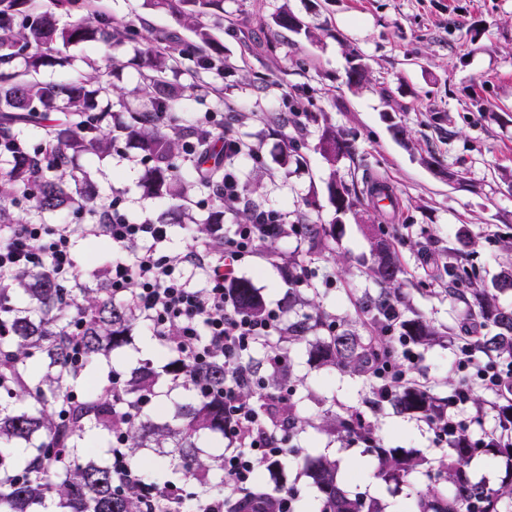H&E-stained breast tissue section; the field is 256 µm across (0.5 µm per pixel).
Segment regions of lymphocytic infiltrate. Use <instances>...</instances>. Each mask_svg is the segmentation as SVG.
I'll list each match as a JSON object with an SVG mask.
<instances>
[{"mask_svg": "<svg viewBox=\"0 0 512 512\" xmlns=\"http://www.w3.org/2000/svg\"><path fill=\"white\" fill-rule=\"evenodd\" d=\"M201 122L220 135L225 157L220 196L225 210L235 209L242 197L235 160L248 148L225 128L217 113H205ZM104 212L105 221L97 224H0V277L46 266L59 280L78 283L74 244L80 235L104 236L120 250L138 246L133 259H115L107 269L113 297L132 305L178 360L203 365L220 357L228 368L223 392L224 490L206 495L199 512H295L291 491L276 489L275 508L270 511L256 485L259 466L277 463L287 455L288 431L270 429L264 414L242 397L243 389L256 382L246 368L247 357L260 341L276 335L285 312L276 305L260 318L245 314L238 310L230 288L243 261L293 232L287 214L275 208L257 209L248 222L228 230L211 225L206 238L176 254L167 247V225L134 221L117 200ZM191 268L202 271V286L192 285L187 274ZM392 343L398 362L374 360L367 365L383 393L401 385L419 359L408 337H393ZM111 457L120 486L140 497V512H177L193 494L191 486L175 482L147 485L139 468L127 461L123 434H113Z\"/></svg>", "mask_w": 512, "mask_h": 512, "instance_id": "f902f5d3", "label": "lymphocytic infiltrate"}]
</instances>
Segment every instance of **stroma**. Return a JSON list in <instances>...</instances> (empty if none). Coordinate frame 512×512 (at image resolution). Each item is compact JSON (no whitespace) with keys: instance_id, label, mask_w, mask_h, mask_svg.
I'll return each mask as SVG.
<instances>
[{"instance_id":"35a3bbf8","label":"stroma","mask_w":512,"mask_h":512,"mask_svg":"<svg viewBox=\"0 0 512 512\" xmlns=\"http://www.w3.org/2000/svg\"><path fill=\"white\" fill-rule=\"evenodd\" d=\"M104 11L137 22L147 40L168 33L190 39L175 15L155 9L149 0H99ZM288 10L316 27L318 40L265 22ZM277 39L278 57L264 44ZM224 75L215 84L221 103L186 96L187 116L220 111L238 137L259 145L262 159L241 163L243 208L278 207L295 214L306 209L322 223H335L339 260H319L320 273L332 286L318 291L328 311L339 318L357 317L356 302L372 283L358 271L369 252V227L379 222L399 250L408 270L404 292L411 306L435 324L459 333L460 304L448 298L442 282L430 281L425 253L445 255L461 234L471 243L462 261L485 286H492L512 257V0H224V29L218 34ZM369 71L361 87L347 83L351 53ZM69 55L104 59L112 64L104 77L123 93L139 87V59L131 47L108 51L89 41L72 46ZM298 90L314 91L330 123L355 147L339 174L344 180L371 174L395 189L396 209L336 214L326 181L330 168L316 149L314 127L296 134L279 128L272 116L284 113V98ZM296 153L285 154V143ZM100 204L120 197L137 220L170 225L168 246L186 250L192 225H179L181 213H205L207 193L185 201L144 195L140 181L146 168L141 153L125 146L92 161ZM296 242L266 245L261 256L245 261L239 275L259 288L267 304L281 303L288 292L279 256ZM454 342L422 349L415 378L447 395V378L455 376ZM301 393L334 400L337 407L367 410L371 389L360 379L310 362L306 347L293 353ZM315 402L310 412H317ZM369 413L386 443L419 451L430 459L442 455L428 425L392 409ZM312 452L334 450L339 476L354 492L381 498L386 512H404L409 497L424 490L427 478L416 474L393 486L375 479L361 445L309 433Z\"/></svg>"}]
</instances>
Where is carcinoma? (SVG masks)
Instances as JSON below:
<instances>
[{
    "label": "carcinoma",
    "mask_w": 512,
    "mask_h": 512,
    "mask_svg": "<svg viewBox=\"0 0 512 512\" xmlns=\"http://www.w3.org/2000/svg\"><path fill=\"white\" fill-rule=\"evenodd\" d=\"M154 7L177 15L193 33V40L171 41L160 52L150 44L137 49L145 72L141 73L144 98L118 99L122 113L112 124V99L93 63L77 70L65 82L39 79L49 65L71 64L64 55L69 47L96 40L109 47L139 43L135 25L118 23L104 12H88L86 0H0V223L14 224L12 208L21 204L38 215L72 211L88 223L99 219L102 206L94 193L93 172L84 165L118 152L122 144L134 145L149 162L142 182L144 191L160 199L184 200L189 191L214 195L224 179V156L212 144L213 136L191 121H179L182 94L165 79L168 72H183L193 93L219 92L201 74H224L215 30L224 26V11L216 0H151ZM76 17L70 23L60 16ZM275 26L304 33L314 41L315 29L283 10L272 16ZM296 109L308 125L317 128V149L331 165L353 158L354 146L328 122L317 98L307 91L298 96ZM35 130V145L24 132ZM196 154V164L210 178L186 181L180 170L184 151ZM338 213L367 205L377 207L387 199L395 206L392 190L384 183L346 182L331 173L326 185ZM224 211L204 219L183 214L179 223L196 224L198 232L218 224ZM304 250L288 257V271L301 277L325 255L336 256L334 225L299 224ZM361 271L378 289L361 300L354 321H339L306 291L309 283L289 284L283 302L285 321L280 335L263 341L249 362L264 379L267 396L261 402L271 428L288 424L295 434L311 427L330 438L366 444L374 463V476L399 485L415 473L427 476L425 490L411 497L405 512H506L512 504V400L496 406V432L474 438L469 424L459 423L448 440V453L434 464L414 450L391 448L378 436L375 425L358 412L322 410L317 419L305 415L302 400L273 403L270 394L294 383L290 354L298 345L307 348L315 362L353 376L370 379L364 365L372 359L391 358L390 342L383 337L386 316L399 308L400 334L419 346L430 347L444 335L443 328L419 314L401 292L406 269L382 229L372 231L369 255L359 262ZM448 275V296L466 306L465 323L481 332L471 349L486 362L512 360V307L497 304L465 264L448 261L430 274L434 280ZM94 288H64L56 276L35 269L14 279H0V319L9 334L0 335V512H138L136 497L115 489L109 451L85 448L88 435L95 442L112 444V432H125L133 465L149 455L169 460L172 474L203 494L224 485V400L203 396L196 380L204 378L219 389L226 366L217 358L198 368L177 362L164 352L167 362L157 370L149 361L128 360L126 347L140 320L122 301L108 296L104 269L95 274ZM232 288L237 308L260 316L267 303L246 279ZM83 321L82 368L72 369L70 322L79 311ZM128 365L121 370L122 400L112 397L99 365ZM81 397L71 399L76 385ZM147 391L156 394L164 414L141 412L132 420L125 412L137 408ZM373 410L389 405L398 414L412 415L433 427L448 417V399L415 380L390 394L372 393ZM500 458L505 476L496 486L478 479L470 463L485 456ZM302 468L316 488L317 503L308 512H384L381 500L348 491L338 479L336 460L322 453L303 457Z\"/></svg>",
    "instance_id": "1"
}]
</instances>
